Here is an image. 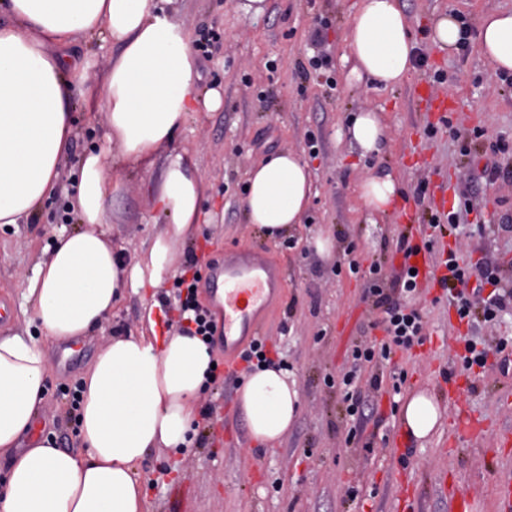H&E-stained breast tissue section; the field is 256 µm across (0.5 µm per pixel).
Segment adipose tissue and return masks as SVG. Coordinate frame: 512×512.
<instances>
[{"instance_id":"obj_1","label":"adipose tissue","mask_w":512,"mask_h":512,"mask_svg":"<svg viewBox=\"0 0 512 512\" xmlns=\"http://www.w3.org/2000/svg\"><path fill=\"white\" fill-rule=\"evenodd\" d=\"M1 11L11 21L0 25V227L29 220L55 195L73 133L72 93L99 102L107 135L77 171L71 206L79 229L59 235L21 280V312L41 336L0 335V455L11 457L0 512H148L138 465L149 449L192 444L212 361L207 346L179 332L158 336L154 306L144 304L137 330L111 337L84 378V450L76 454L31 436L49 372L40 339L86 335L125 291L163 288L198 224L203 178L184 154L160 150L174 143L193 103L215 110L222 94L199 91L192 47L158 0H0ZM101 30L120 52L92 87L68 47ZM477 44L494 71L512 72V10L485 15ZM348 48L357 71L377 86L408 80L416 42L399 0H359ZM347 132L366 155L380 153L389 136L370 109ZM141 167L157 169L156 203L171 222L125 263L108 231V204L119 191V169ZM311 192L298 150L270 155L248 170V221L270 237L289 232ZM239 400L251 438L269 448L280 444L301 404L294 375L272 367L252 372ZM442 416L434 397L420 391L403 402L400 423L421 442Z\"/></svg>"}]
</instances>
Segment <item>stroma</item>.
<instances>
[{"label":"stroma","mask_w":512,"mask_h":512,"mask_svg":"<svg viewBox=\"0 0 512 512\" xmlns=\"http://www.w3.org/2000/svg\"><path fill=\"white\" fill-rule=\"evenodd\" d=\"M243 0H165L169 19L192 41H211V57L196 64L198 87L219 89L224 103L215 111L193 112L171 149L185 152L204 176L201 228L180 249L174 266L183 270L189 252L200 263L238 246L271 252L288 273V285L268 311L262 334L278 349L298 384L301 411L274 448L251 439L237 397L240 381L227 376L199 402L212 408L213 426L192 448L173 453L150 449L139 472L146 483L148 512H396L401 496L398 475L414 484L409 512H450L452 495L463 493L476 512H496L498 480L512 475V444L498 445L512 432V368L501 369L498 355L472 373L455 370L468 334L454 309L438 299L439 288L416 301L425 324L424 345L396 352L380 364L381 390L360 381L371 408L363 418L347 416L339 380L348 369L351 345L376 336L373 322L382 313L365 292L366 280L345 274L349 260L362 268L377 262L400 264L397 235L405 226L401 209L428 221L439 195L469 198L460 233L442 240L472 259H485L512 289V176L495 179L490 166L512 173V153L501 156L499 142L512 145V93L502 91L497 73L480 56L476 42L454 53L439 50L424 30L430 20L451 11L471 30L482 17L512 9V0H400L425 62L402 86L382 89L355 72L346 49L358 0H268L263 17L252 19ZM329 29L324 44L313 33L319 21ZM69 51L86 67V82L100 83L118 48L107 34L74 42ZM330 61L327 74L308 61L318 53ZM426 87L446 95L451 126L426 110L416 91ZM377 112L391 137L377 155H361L343 133L361 109ZM75 123L62 174H70L91 149L104 145L102 116L75 108ZM461 130L460 137L450 127ZM312 199L302 224L271 239L250 224L245 186L251 164L285 149L306 150ZM392 176L401 195L394 210L369 212L360 185L369 176ZM155 173L126 170L109 209L108 230L118 244L134 251L161 232L155 224ZM424 200H417V193ZM64 196L43 205L27 223L0 229V306L11 318L0 334L24 329L20 281L32 271L58 233L74 229ZM324 236L330 252L318 254L309 242ZM140 296L129 294L102 328L67 341L44 340L50 360L47 393L38 429L52 434L58 448L76 451L75 424L66 423L62 385L79 383L99 348L113 336L137 329ZM428 391L444 412L427 441L396 440L400 408L413 392ZM469 407L484 423L481 436L453 435L456 405Z\"/></svg>","instance_id":"35a3bbf8"}]
</instances>
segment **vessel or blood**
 <instances>
[{"mask_svg": "<svg viewBox=\"0 0 512 512\" xmlns=\"http://www.w3.org/2000/svg\"><path fill=\"white\" fill-rule=\"evenodd\" d=\"M287 285L283 267L267 252L242 248L236 255L212 260L204 288L210 295H222L221 332L224 336V364L235 368L240 337L246 332L260 334L256 315L265 309L274 289Z\"/></svg>", "mask_w": 512, "mask_h": 512, "instance_id": "obj_1", "label": "vessel or blood"}]
</instances>
